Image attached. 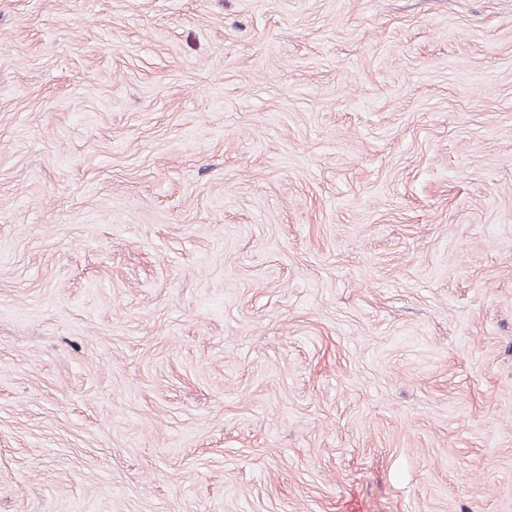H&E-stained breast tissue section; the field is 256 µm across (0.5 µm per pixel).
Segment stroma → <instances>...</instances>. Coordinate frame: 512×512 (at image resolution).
<instances>
[{
  "mask_svg": "<svg viewBox=\"0 0 512 512\" xmlns=\"http://www.w3.org/2000/svg\"><path fill=\"white\" fill-rule=\"evenodd\" d=\"M0 512H512V0H0Z\"/></svg>",
  "mask_w": 512,
  "mask_h": 512,
  "instance_id": "35a3bbf8",
  "label": "stroma"
}]
</instances>
